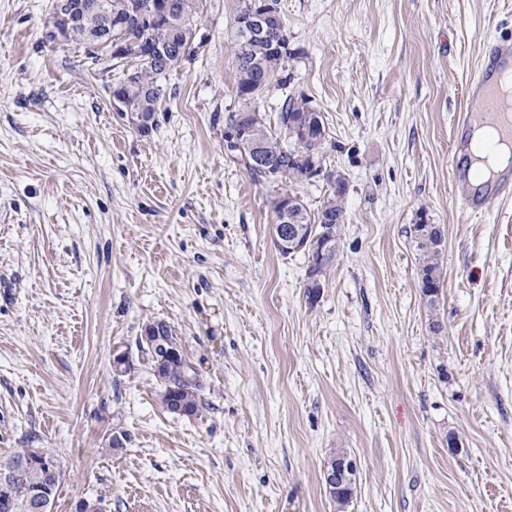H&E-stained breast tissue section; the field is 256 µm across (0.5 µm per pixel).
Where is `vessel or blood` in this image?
I'll return each mask as SVG.
<instances>
[{
	"mask_svg": "<svg viewBox=\"0 0 512 512\" xmlns=\"http://www.w3.org/2000/svg\"><path fill=\"white\" fill-rule=\"evenodd\" d=\"M512 79V39L485 43L482 57L466 79L469 107L455 120L449 178L463 204L474 214L488 216L512 198V166L499 170L492 178L473 186L467 166L472 151L470 131L475 122L498 128L503 140L512 145V102L505 101L503 82Z\"/></svg>",
	"mask_w": 512,
	"mask_h": 512,
	"instance_id": "1",
	"label": "vessel or blood"
}]
</instances>
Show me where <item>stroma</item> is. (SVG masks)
Masks as SVG:
<instances>
[{"mask_svg":"<svg viewBox=\"0 0 512 512\" xmlns=\"http://www.w3.org/2000/svg\"><path fill=\"white\" fill-rule=\"evenodd\" d=\"M49 7L0 0V460L54 452V512H336L339 451L347 512H512V203L477 220L449 179L512 0H280L290 81L260 109L273 125L304 96L347 183L313 303L306 256L272 241L278 187L225 141L238 0H206L146 133L117 110L122 68L45 41ZM420 222L444 237L432 309ZM154 322L201 384L195 416L162 403ZM349 456L347 452L339 451L336 453V456L329 459L328 462H336L340 460L338 463H333L329 467H325L323 473V483L328 491L336 490L333 493L329 494L331 501L336 506V512H346V508L349 506L352 501L357 488L356 477L352 480H346L347 474L356 473L357 471V462L354 458L342 459ZM345 483L336 488V485L339 483Z\"/></svg>","mask_w":512,"mask_h":512,"instance_id":"stroma-1","label":"stroma"}]
</instances>
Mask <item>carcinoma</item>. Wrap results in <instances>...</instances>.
I'll use <instances>...</instances> for the list:
<instances>
[{
	"mask_svg": "<svg viewBox=\"0 0 512 512\" xmlns=\"http://www.w3.org/2000/svg\"><path fill=\"white\" fill-rule=\"evenodd\" d=\"M159 0H108L109 16L96 12L87 13L81 22V31L95 33L102 29L107 20H112V45L123 52L117 64L126 66V60L135 63L131 68L128 82L120 84L113 91L119 103L118 111L144 113L145 119H153L167 94V78L184 62L191 60L200 48L197 43L198 22L203 12L205 0H174L175 10L170 17L155 21L147 26L139 24L133 16V6L148 5ZM288 29L286 24L258 36L236 29L234 59L236 65L235 96L239 108L229 116L227 130L243 128L263 145L264 162L272 165L278 175L268 176L256 164L252 156L244 158V164L251 176L259 182L277 185H296L311 179L308 162L299 159L295 147L285 148L276 134L269 130L265 116L261 113L258 101L268 92L283 89L288 85ZM319 115L304 98L293 95L285 97L280 112L279 123L285 125L290 120L306 122ZM327 180L334 181L336 187L324 199L319 215L313 216L302 200H297L298 223L316 224L318 230L333 231V249L326 262L331 265L336 258L340 242V227L345 223L344 195L346 183L341 177L326 173ZM420 234L414 235V242L421 264L423 295L427 306L435 308L442 286L441 251L439 230L434 224L414 227ZM157 330L164 339L176 341L171 327L164 322L148 325L140 347L150 354L155 374L164 386V392L175 393L186 403L188 415L199 411L198 387L194 380H187L190 365L182 360H168L160 363L159 349L156 347ZM0 470L10 472V496L12 512H32L31 506L36 492L47 486L59 485L63 473L56 457L42 448H21L10 458L0 463ZM356 480H347L329 494L336 506V512H346L356 493Z\"/></svg>",
	"mask_w": 512,
	"mask_h": 512,
	"instance_id": "cac0c4a2",
	"label": "carcinoma"
}]
</instances>
